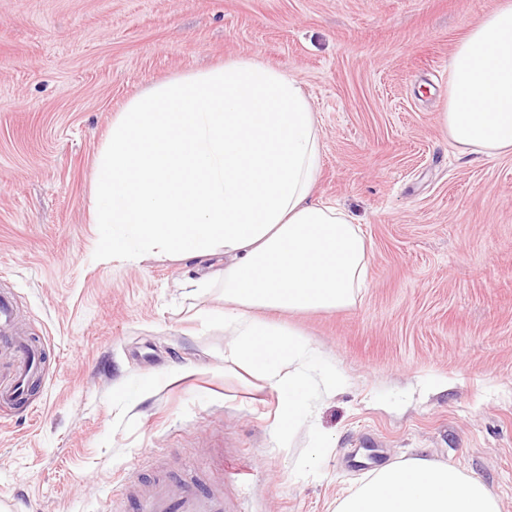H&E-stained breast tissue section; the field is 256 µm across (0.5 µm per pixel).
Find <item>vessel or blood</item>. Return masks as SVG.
Listing matches in <instances>:
<instances>
[{
  "label": "vessel or blood",
  "instance_id": "vessel-or-blood-1",
  "mask_svg": "<svg viewBox=\"0 0 512 512\" xmlns=\"http://www.w3.org/2000/svg\"><path fill=\"white\" fill-rule=\"evenodd\" d=\"M17 366L12 378L0 383V409L23 403L42 356L40 349L28 342L16 344ZM139 512H224V495L213 491L200 493L188 485L157 480L138 506Z\"/></svg>",
  "mask_w": 512,
  "mask_h": 512
}]
</instances>
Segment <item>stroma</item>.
I'll use <instances>...</instances> for the list:
<instances>
[{
	"label": "stroma",
	"instance_id": "35a3bbf8",
	"mask_svg": "<svg viewBox=\"0 0 512 512\" xmlns=\"http://www.w3.org/2000/svg\"><path fill=\"white\" fill-rule=\"evenodd\" d=\"M498 2L0 0V294L11 335L44 345L0 425V512H137L165 474L222 486L224 512H333L369 448L457 465L512 512V156L461 155L441 118L453 50ZM238 58L297 79L314 195L369 244L353 306L264 313L345 378L289 437L223 324L199 321L221 290L187 297L195 263L112 257L91 222L127 102Z\"/></svg>",
	"mask_w": 512,
	"mask_h": 512
}]
</instances>
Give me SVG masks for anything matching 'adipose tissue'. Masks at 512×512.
<instances>
[{
    "label": "adipose tissue",
    "mask_w": 512,
    "mask_h": 512,
    "mask_svg": "<svg viewBox=\"0 0 512 512\" xmlns=\"http://www.w3.org/2000/svg\"><path fill=\"white\" fill-rule=\"evenodd\" d=\"M444 128L462 155L512 154V0L471 27L449 62ZM321 131L299 83L240 59L158 84L112 122L97 161L93 221L106 250L224 267L189 281L188 296L224 288V357L276 394L277 433L293 431L315 388L311 347L259 317L343 309L364 284L369 247L345 210L316 199ZM335 512H500L480 480L416 455L376 469Z\"/></svg>",
    "instance_id": "ef3b65f1"
}]
</instances>
